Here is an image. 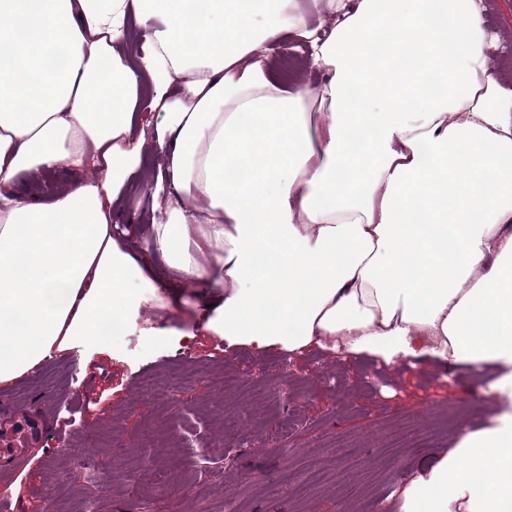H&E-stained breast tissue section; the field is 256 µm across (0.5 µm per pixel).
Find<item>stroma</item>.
<instances>
[{
  "label": "stroma",
  "mask_w": 512,
  "mask_h": 512,
  "mask_svg": "<svg viewBox=\"0 0 512 512\" xmlns=\"http://www.w3.org/2000/svg\"><path fill=\"white\" fill-rule=\"evenodd\" d=\"M484 4L499 44L493 63L511 76L512 0ZM162 162L153 155L112 203L138 254L169 193L155 177ZM76 180L33 172L17 190L51 202ZM158 293L167 307L130 309L105 346L75 341L84 367L55 354L0 387V404L41 407L53 420L26 466L0 481L8 512H42L47 502L80 512L90 499L103 512H226L231 501L245 512H399L393 493L421 467L512 414V395L498 389L512 366L231 346L200 323L213 314L209 285L165 277ZM147 376L157 393L142 390ZM226 439L235 461L219 447Z\"/></svg>",
  "instance_id": "1"
}]
</instances>
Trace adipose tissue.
Wrapping results in <instances>:
<instances>
[{"label":"adipose tissue","mask_w":512,"mask_h":512,"mask_svg":"<svg viewBox=\"0 0 512 512\" xmlns=\"http://www.w3.org/2000/svg\"><path fill=\"white\" fill-rule=\"evenodd\" d=\"M0 0V385L159 303L112 202L163 156L150 248L214 282L228 344L512 365V90L482 0ZM151 47L129 63L126 22ZM309 43L318 87L270 74ZM162 113L138 124L141 109ZM326 111L316 120L313 110ZM64 170L54 202L22 174ZM400 512H512V418L420 470ZM79 178L65 171L33 172L22 177L17 190L26 198L51 202L68 192Z\"/></svg>","instance_id":"1"}]
</instances>
